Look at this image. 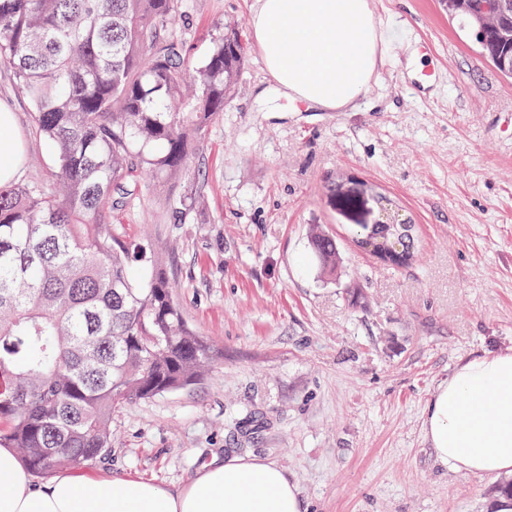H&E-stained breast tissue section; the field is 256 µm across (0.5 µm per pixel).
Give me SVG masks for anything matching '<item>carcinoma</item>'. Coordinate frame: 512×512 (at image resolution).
<instances>
[{"label": "carcinoma", "mask_w": 512, "mask_h": 512, "mask_svg": "<svg viewBox=\"0 0 512 512\" xmlns=\"http://www.w3.org/2000/svg\"><path fill=\"white\" fill-rule=\"evenodd\" d=\"M512 75V3L445 0ZM178 0H0V64L31 105L56 181L0 185V446L43 475L112 453V410L195 384L213 345L186 324L159 252L109 219L145 174L188 165L244 61L232 33L199 64ZM384 226L361 244H392ZM323 266L336 241L314 236ZM145 264L135 276L129 260Z\"/></svg>", "instance_id": "carcinoma-1"}]
</instances>
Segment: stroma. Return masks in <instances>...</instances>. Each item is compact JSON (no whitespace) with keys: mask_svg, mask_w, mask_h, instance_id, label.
I'll list each match as a JSON object with an SVG mask.
<instances>
[{"mask_svg":"<svg viewBox=\"0 0 512 512\" xmlns=\"http://www.w3.org/2000/svg\"><path fill=\"white\" fill-rule=\"evenodd\" d=\"M253 0H179L193 61L219 29L244 47L235 92L188 168L144 180L112 229L156 244L183 316L219 351L196 385L121 406L112 455L86 476L177 488L212 456H258L306 512H499L507 475L441 464L424 420L462 360L512 349V77L444 0H371L391 38L365 93L328 111L278 98L252 39ZM434 67L420 83L409 65ZM0 65L24 147L17 182L53 184L27 97ZM200 205L181 219L176 200ZM387 196L417 227L389 266L353 240ZM336 239V268L314 259ZM313 250L324 267L334 268L336 265V241L326 234L314 236Z\"/></svg>","mask_w":512,"mask_h":512,"instance_id":"1","label":"stroma"}]
</instances>
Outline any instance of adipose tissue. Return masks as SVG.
Instances as JSON below:
<instances>
[{"mask_svg": "<svg viewBox=\"0 0 512 512\" xmlns=\"http://www.w3.org/2000/svg\"><path fill=\"white\" fill-rule=\"evenodd\" d=\"M254 42L280 94L336 110L368 88L384 54L370 0H255ZM0 104V184L23 147ZM439 461L481 475L512 473V351L463 361L436 389L424 421ZM0 512H305L296 483L261 458H213L176 490L149 480L60 473L37 486L0 447Z\"/></svg>", "mask_w": 512, "mask_h": 512, "instance_id": "obj_1", "label": "adipose tissue"}]
</instances>
